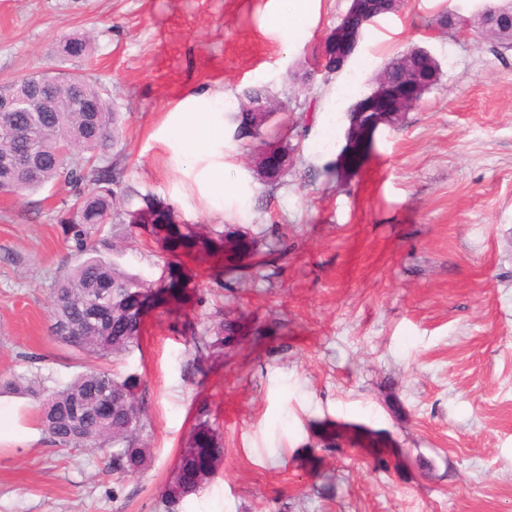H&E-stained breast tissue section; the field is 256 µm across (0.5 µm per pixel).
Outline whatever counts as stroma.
<instances>
[{
	"label": "stroma",
	"instance_id": "stroma-1",
	"mask_svg": "<svg viewBox=\"0 0 512 512\" xmlns=\"http://www.w3.org/2000/svg\"><path fill=\"white\" fill-rule=\"evenodd\" d=\"M287 0H0V82L58 65L93 32L83 65L123 128L110 155L178 223L254 237L263 261L196 285L182 314L152 310L138 346L107 367L146 387L150 464L116 482L99 453L61 448L32 399L0 394V512H164L176 460L208 408L223 439L215 475L176 512H512V47L478 25L498 0H402L365 26L343 70L326 36L350 0H311L289 32ZM449 13L456 26L437 30ZM421 47L439 62L419 105L380 124L348 168V108L377 71ZM285 98L293 164L275 189L234 137L257 88ZM223 129L210 154L171 137L189 113ZM224 168V196L206 177ZM76 191L0 195V378L53 388L84 355L49 333L52 288L74 263L56 222ZM121 269L155 281L168 255L126 228ZM237 326L195 373L191 331ZM95 48V43L90 36H70L62 47V60L86 61L93 56Z\"/></svg>",
	"mask_w": 512,
	"mask_h": 512
}]
</instances>
